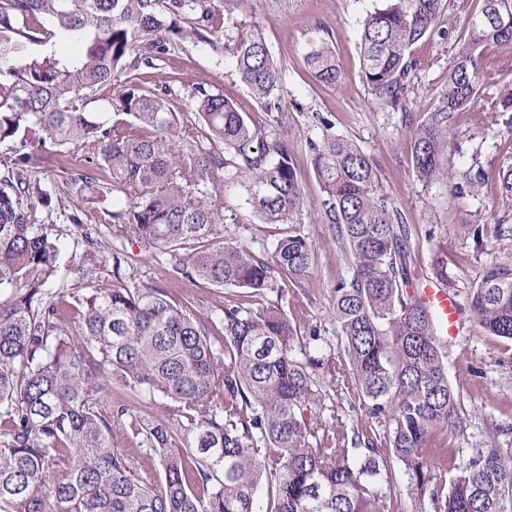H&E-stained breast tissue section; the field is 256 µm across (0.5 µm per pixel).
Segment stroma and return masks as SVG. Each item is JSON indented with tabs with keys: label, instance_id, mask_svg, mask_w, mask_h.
<instances>
[{
	"label": "stroma",
	"instance_id": "1",
	"mask_svg": "<svg viewBox=\"0 0 512 512\" xmlns=\"http://www.w3.org/2000/svg\"><path fill=\"white\" fill-rule=\"evenodd\" d=\"M224 14L225 36L259 30L273 58L283 72V111L270 113L252 95L235 70L225 47L205 43L187 44L166 70L176 79V90L185 92L202 84L222 92L239 111L265 125L268 132L287 141L302 179L308 203H317L321 191L310 164L307 144L335 135L353 141L370 158L382 185L414 224L418 237L412 251L413 275L431 272L437 250H445L448 272L456 286L473 281L477 263L468 258L469 243L461 227L465 224L488 226L505 221L512 224V207L505 205L494 185L479 194L456 201L449 192L459 173L472 160H479L487 177H494L503 155L512 153V127L488 126L484 113H461L451 144L453 164L436 183L425 185L416 180L411 166L410 143L403 130L401 115L383 108L371 95L361 76L359 35L367 11L374 0H218ZM335 38L336 58L342 73L340 84L327 87L309 75L304 58L308 50L326 35ZM447 41L439 38L419 44L414 55L420 67L412 84V112H429L440 103L446 85ZM481 147L473 156V147ZM241 190L226 193L229 209L224 214V233L238 243L259 248L272 245L288 231L284 224H266L241 203ZM67 213H78L88 224L105 225V240L133 254L135 262L127 267L126 282L144 281L169 289L177 300L190 299L198 313L216 314L230 290L218 291L206 283H190L176 278L168 255L146 247L133 235L118 234L110 227L105 204L91 203L71 187L65 200ZM303 233L312 242L316 262L310 276L301 284H284L282 305L293 318L299 339L297 358L311 355L322 358L317 371L321 401L314 410L320 427L346 425L366 429L375 420L357 396L335 389V357L341 348L340 328L334 315L333 289L348 275L347 260L339 248L330 225L313 217H304ZM448 378L466 397L467 427L464 435L449 434V446L469 448L475 445L485 427L512 425V345L485 335L472 318H464L458 340L448 346Z\"/></svg>",
	"mask_w": 512,
	"mask_h": 512
}]
</instances>
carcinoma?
<instances>
[{"label":"carcinoma","mask_w":512,"mask_h":512,"mask_svg":"<svg viewBox=\"0 0 512 512\" xmlns=\"http://www.w3.org/2000/svg\"><path fill=\"white\" fill-rule=\"evenodd\" d=\"M462 24L440 26L447 0H381L360 32L361 73L383 106L409 111L419 63L412 47L452 41L441 105L407 126L412 170L430 184L450 165L455 117L473 106L489 124L512 112V81L488 59L512 53V0H480ZM224 36L213 0H0V512H391L399 496L391 461L404 467L411 507L400 512H512V441L495 433L460 457L444 435L464 433L463 395L448 379L447 344L430 309L407 291L412 229L353 142L308 143L351 275L337 281L343 362L336 387L356 389L381 421L322 429L324 361L293 354L296 326L275 275L309 277L312 243L297 228L307 209L288 143L203 85L187 99L164 65L186 43ZM236 69L268 112L283 111L282 70L264 36L230 39ZM79 49L75 59L62 44ZM310 76L341 82L333 40L306 54ZM107 85L114 97L98 103ZM50 146L83 162L70 184L112 199V226L170 255L176 274L235 289L214 316L197 314L156 285L130 287L134 259L102 243L98 224L74 214L62 232L40 220L66 191L36 176L34 151ZM474 162L451 187L457 198L486 183ZM498 195L512 204V156L501 159ZM239 185L266 224H286L273 250L224 237L221 188ZM474 256L488 238L512 245V224L464 225ZM72 265L61 266L68 243ZM99 249L77 254L80 244ZM65 290L76 272L90 283ZM432 276L452 286L436 253ZM465 306L489 336L512 342V253L480 265ZM114 385L144 406L128 452L113 422L129 413L105 398ZM169 416L151 414L152 398ZM361 447L348 458L346 441ZM146 461L158 479L141 476Z\"/></svg>","instance_id":"carcinoma-1"}]
</instances>
